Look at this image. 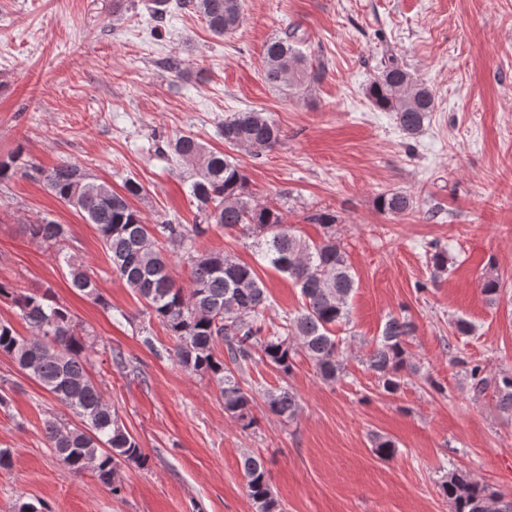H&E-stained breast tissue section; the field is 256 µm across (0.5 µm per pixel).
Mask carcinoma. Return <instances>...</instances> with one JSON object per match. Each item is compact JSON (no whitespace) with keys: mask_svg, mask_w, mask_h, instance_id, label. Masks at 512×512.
I'll return each mask as SVG.
<instances>
[{"mask_svg":"<svg viewBox=\"0 0 512 512\" xmlns=\"http://www.w3.org/2000/svg\"><path fill=\"white\" fill-rule=\"evenodd\" d=\"M176 7L201 16L218 37L235 31L243 21L241 0H176ZM304 42L296 27L267 42L262 70L266 84L304 94L319 83L323 68L314 65L301 50ZM367 96L375 108L394 114L407 138L423 132L435 109L432 89L417 81L393 54L381 62L367 87ZM220 136L228 148H245L259 156L277 146L281 129L269 113L252 109L225 120ZM165 147L195 170L190 193L196 217L191 224L176 219L145 223L129 203V197L144 192L141 183L129 179L124 192L119 193L71 161L44 170L18 154L0 161V181L22 169L96 226L113 272L145 301L148 314L173 337L175 361L186 371L214 381L224 412L247 430L256 423V390L242 378L250 364L262 363L287 377L293 372L295 357L301 354L325 383H334L343 374L344 360L332 329L348 320L356 274L332 232L335 215L318 212L309 216L330 233L318 242L306 240L285 224L280 210L251 202L246 192L247 176L233 155L208 149L191 133L165 142ZM378 207L399 217L413 210L414 200L404 191L388 190L379 195ZM214 224L252 240L260 263L287 275L299 288L303 310L294 316L284 315L271 330L265 328V311L271 303L256 269L201 247V239ZM25 229L32 240L59 252L69 236L67 225L48 218L27 224ZM166 245L187 262L189 287L174 278L164 252ZM63 261L69 268L72 287L105 303L88 271L70 257ZM427 261L434 277L447 271V251L437 249ZM2 297L11 301L30 333L22 335L11 322L0 320V355L8 357L80 421L72 425L57 418L46 420L49 447L72 473L79 475L90 469L99 483L120 492L116 481L120 465L143 467L147 457L88 375L85 329L66 308L50 303L44 294L17 292L0 283ZM413 332L414 324L405 316H391L385 322L366 359L380 394L399 393L416 374L408 351ZM456 362L465 368L474 397L490 392L500 409L512 411L511 370L488 374L479 363L460 357ZM262 400L265 411L283 421L298 416V397L286 386L264 389ZM242 468L255 512H284L263 458L245 456ZM439 487L452 512H512V500L467 472H448Z\"/></svg>","mask_w":512,"mask_h":512,"instance_id":"1","label":"carcinoma"}]
</instances>
